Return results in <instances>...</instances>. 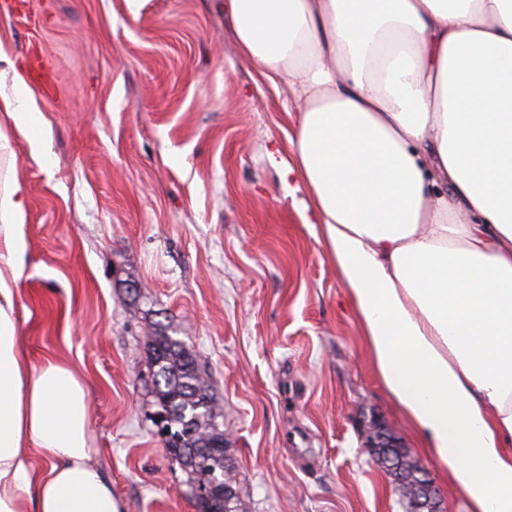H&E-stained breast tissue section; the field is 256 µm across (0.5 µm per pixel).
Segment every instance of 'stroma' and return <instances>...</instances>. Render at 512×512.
Returning <instances> with one entry per match:
<instances>
[{"mask_svg":"<svg viewBox=\"0 0 512 512\" xmlns=\"http://www.w3.org/2000/svg\"><path fill=\"white\" fill-rule=\"evenodd\" d=\"M0 93L29 76L45 157L7 129L27 222L17 318L32 367L85 383L93 460L127 512H197L156 433L147 336L174 330L224 409L246 512H409L364 446L383 423L466 512L375 372L288 176L297 113L217 0H11Z\"/></svg>","mask_w":512,"mask_h":512,"instance_id":"obj_1","label":"stroma"}]
</instances>
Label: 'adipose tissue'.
I'll return each mask as SVG.
<instances>
[{
    "label": "adipose tissue",
    "instance_id": "adipose-tissue-1",
    "mask_svg": "<svg viewBox=\"0 0 512 512\" xmlns=\"http://www.w3.org/2000/svg\"><path fill=\"white\" fill-rule=\"evenodd\" d=\"M299 118L289 145L378 373L467 512H512V0H224ZM32 90L0 117L43 148ZM22 184L0 198V512H125L82 379L32 370Z\"/></svg>",
    "mask_w": 512,
    "mask_h": 512
}]
</instances>
